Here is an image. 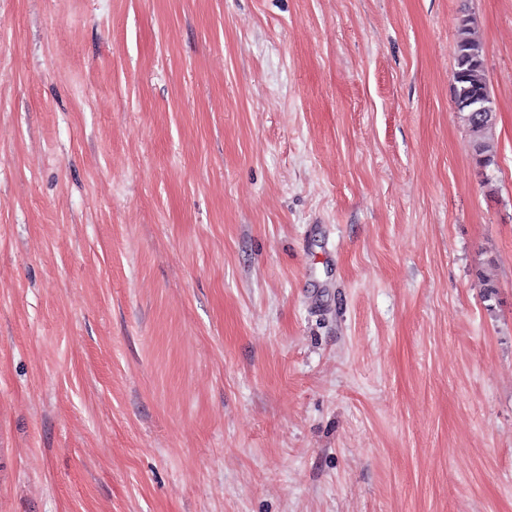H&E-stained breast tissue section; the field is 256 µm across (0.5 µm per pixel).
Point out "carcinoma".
<instances>
[{
  "mask_svg": "<svg viewBox=\"0 0 512 512\" xmlns=\"http://www.w3.org/2000/svg\"><path fill=\"white\" fill-rule=\"evenodd\" d=\"M453 102L469 135L476 165L486 169L496 164L494 130L497 114L470 112V101L479 96L493 98L487 79L482 42L474 31V17L464 12L457 22V49L453 72Z\"/></svg>",
  "mask_w": 512,
  "mask_h": 512,
  "instance_id": "carcinoma-1",
  "label": "carcinoma"
}]
</instances>
